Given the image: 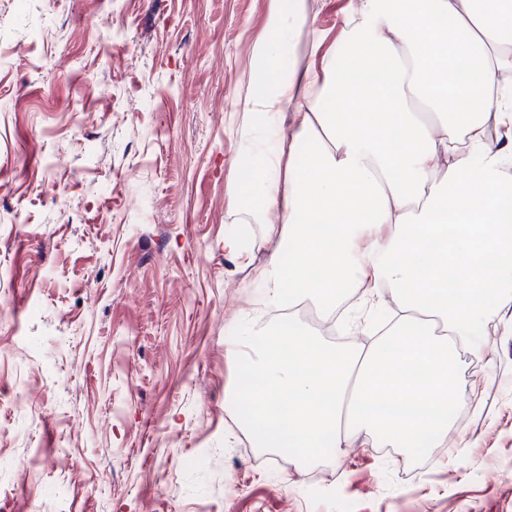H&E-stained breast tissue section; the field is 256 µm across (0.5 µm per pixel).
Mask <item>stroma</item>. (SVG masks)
I'll return each instance as SVG.
<instances>
[{
  "mask_svg": "<svg viewBox=\"0 0 512 512\" xmlns=\"http://www.w3.org/2000/svg\"><path fill=\"white\" fill-rule=\"evenodd\" d=\"M326 44L358 0H308ZM268 0H0V512H512V334L446 446L259 460L226 341L268 257L228 227Z\"/></svg>",
  "mask_w": 512,
  "mask_h": 512,
  "instance_id": "1",
  "label": "stroma"
}]
</instances>
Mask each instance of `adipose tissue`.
I'll use <instances>...</instances> for the list:
<instances>
[{"label":"adipose tissue","instance_id":"adipose-tissue-1","mask_svg":"<svg viewBox=\"0 0 512 512\" xmlns=\"http://www.w3.org/2000/svg\"><path fill=\"white\" fill-rule=\"evenodd\" d=\"M267 22L253 52L270 79L244 102L245 190L263 205L230 237L243 254L250 225H267L269 258L226 405L250 404L245 428L267 448L340 454L355 432L442 447L459 353L484 323L512 326V0H360L341 43H312L300 72L285 60L315 22L304 0H269ZM356 290L350 343L295 323V308Z\"/></svg>","mask_w":512,"mask_h":512}]
</instances>
